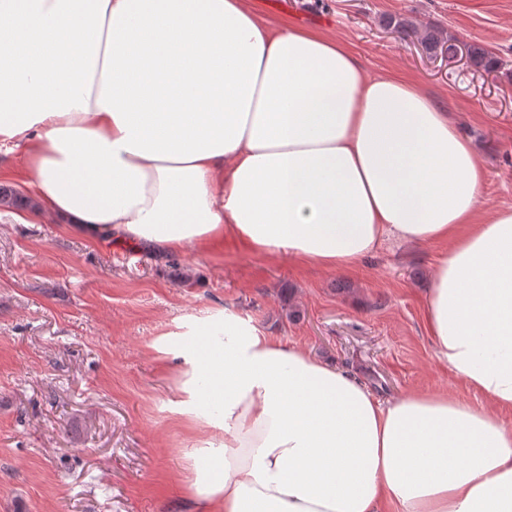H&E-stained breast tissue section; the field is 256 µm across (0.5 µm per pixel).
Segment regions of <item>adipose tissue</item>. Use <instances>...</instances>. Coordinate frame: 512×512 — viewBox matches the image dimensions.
I'll return each mask as SVG.
<instances>
[{"mask_svg":"<svg viewBox=\"0 0 512 512\" xmlns=\"http://www.w3.org/2000/svg\"><path fill=\"white\" fill-rule=\"evenodd\" d=\"M89 242L162 254L224 239L347 270L439 246L425 317L450 392L382 401L228 310L161 337L190 512H512V210L417 86L246 0H0V147Z\"/></svg>","mask_w":512,"mask_h":512,"instance_id":"obj_1","label":"adipose tissue"}]
</instances>
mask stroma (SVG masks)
Masks as SVG:
<instances>
[{"label":"stroma","mask_w":512,"mask_h":512,"mask_svg":"<svg viewBox=\"0 0 512 512\" xmlns=\"http://www.w3.org/2000/svg\"><path fill=\"white\" fill-rule=\"evenodd\" d=\"M263 20L342 41L370 77L416 83L471 138L483 211L512 208V0H247ZM443 30L496 59L428 56L387 17ZM438 247L387 245L350 271L298 268L228 240L158 259L92 244L29 209L0 221V512H188L169 409L176 366L154 343L219 309L355 373L381 399L451 391L480 402L436 356L424 299Z\"/></svg>","instance_id":"1"}]
</instances>
